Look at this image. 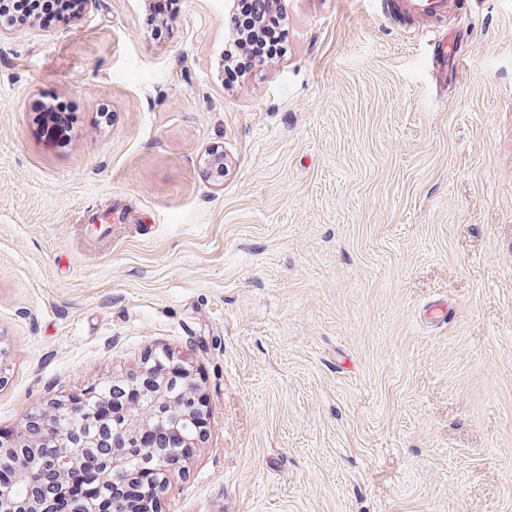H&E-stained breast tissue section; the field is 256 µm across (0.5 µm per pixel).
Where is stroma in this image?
I'll return each mask as SVG.
<instances>
[{"mask_svg": "<svg viewBox=\"0 0 512 512\" xmlns=\"http://www.w3.org/2000/svg\"><path fill=\"white\" fill-rule=\"evenodd\" d=\"M278 3L230 89L229 0L0 31V431L168 351L207 429L157 512H512V0H456L451 109L380 0ZM180 10L179 0H155L150 5L149 20L157 34H163L168 21L173 19ZM51 101L46 97L34 105V112H39V121L43 136L50 142L68 141L73 129L71 105L57 96Z\"/></svg>", "mask_w": 512, "mask_h": 512, "instance_id": "35a3bbf8", "label": "stroma"}]
</instances>
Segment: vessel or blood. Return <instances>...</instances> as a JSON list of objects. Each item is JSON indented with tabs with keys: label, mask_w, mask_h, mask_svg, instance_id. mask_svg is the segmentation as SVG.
Segmentation results:
<instances>
[{
	"label": "vessel or blood",
	"mask_w": 512,
	"mask_h": 512,
	"mask_svg": "<svg viewBox=\"0 0 512 512\" xmlns=\"http://www.w3.org/2000/svg\"><path fill=\"white\" fill-rule=\"evenodd\" d=\"M387 9L390 17L398 21L426 22L433 72L444 81L460 79L467 57L465 34L461 29L445 26L448 0H389Z\"/></svg>",
	"instance_id": "obj_1"
}]
</instances>
